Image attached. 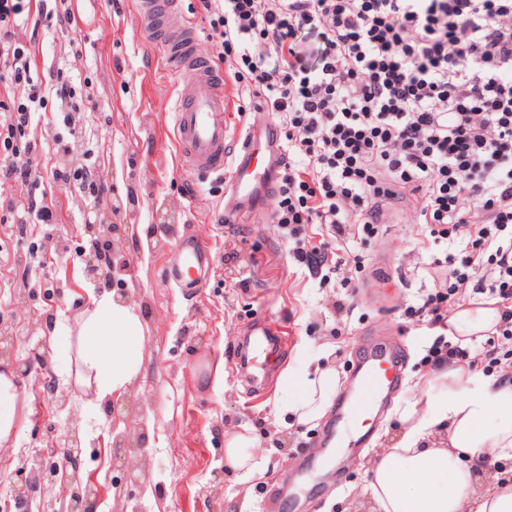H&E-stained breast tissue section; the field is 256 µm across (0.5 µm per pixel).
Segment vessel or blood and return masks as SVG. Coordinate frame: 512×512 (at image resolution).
I'll use <instances>...</instances> for the list:
<instances>
[{"label":"vessel or blood","instance_id":"1","mask_svg":"<svg viewBox=\"0 0 512 512\" xmlns=\"http://www.w3.org/2000/svg\"><path fill=\"white\" fill-rule=\"evenodd\" d=\"M177 0H136L135 15L147 24L164 48L163 63L180 82L190 84V94L178 97L173 109L174 139L184 167L193 172L228 175L232 197L224 204L231 223L243 221L245 203L258 190L270 185L280 155L279 132L274 123L241 126L233 121L224 95V76L208 59L196 52L197 31L193 23L171 26L168 19ZM182 261L173 272L180 287L202 284V268L208 259L201 238L181 241ZM277 325L261 321L255 348L272 357L271 345L279 340ZM356 374V385L344 401L342 423L360 432L368 441L381 405L400 389L404 362L394 350L367 344Z\"/></svg>","mask_w":512,"mask_h":512}]
</instances>
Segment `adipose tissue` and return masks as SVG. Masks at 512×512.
<instances>
[{"label": "adipose tissue", "mask_w": 512, "mask_h": 512, "mask_svg": "<svg viewBox=\"0 0 512 512\" xmlns=\"http://www.w3.org/2000/svg\"><path fill=\"white\" fill-rule=\"evenodd\" d=\"M502 311L473 300L448 317V334L466 345L497 334ZM53 334L76 358V380L91 406L126 393L142 368L144 327L135 307L116 293L92 294L72 317L55 321ZM313 375L300 395L281 402L298 424H317L341 385L322 355L302 354ZM393 445L381 449L366 471L373 512H512V482L484 473L487 459L512 458V373L487 374L475 365L449 363L422 386L414 405L400 413ZM257 440L236 433L225 441L228 463L242 479L262 477Z\"/></svg>", "instance_id": "obj_1"}]
</instances>
